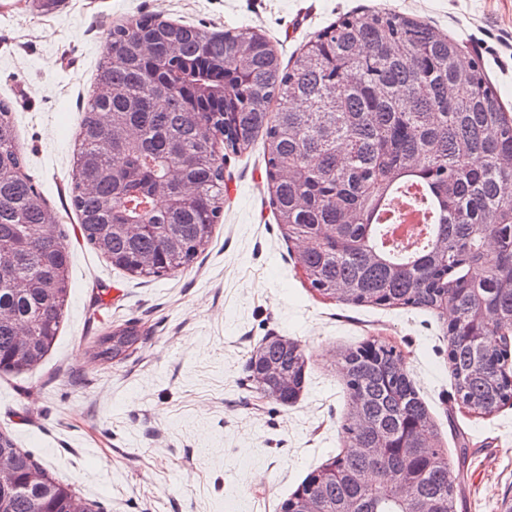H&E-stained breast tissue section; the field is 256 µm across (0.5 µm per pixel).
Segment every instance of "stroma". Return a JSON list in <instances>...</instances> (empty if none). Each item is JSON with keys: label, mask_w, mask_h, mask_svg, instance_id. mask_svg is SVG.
Instances as JSON below:
<instances>
[{"label": "stroma", "mask_w": 512, "mask_h": 512, "mask_svg": "<svg viewBox=\"0 0 512 512\" xmlns=\"http://www.w3.org/2000/svg\"><path fill=\"white\" fill-rule=\"evenodd\" d=\"M378 10L449 34L512 111V0H63L51 11L0 0V100L26 173L66 234L72 282L43 360L0 373V427L92 512H279L345 448L341 349L381 339L402 351L457 487V512L512 501V406L479 417L453 399L437 314L355 306L313 290L271 204L263 138L218 143L224 196L213 238L189 267L128 274L83 243L68 190L83 107L113 25L143 14L208 31L249 28L282 61L344 16ZM141 339L109 364L97 336ZM297 342L305 382L294 405L266 398L247 361L264 338Z\"/></svg>", "instance_id": "stroma-1"}]
</instances>
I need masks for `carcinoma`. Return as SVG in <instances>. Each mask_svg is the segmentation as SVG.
Instances as JSON below:
<instances>
[{"label":"carcinoma","instance_id":"obj_1","mask_svg":"<svg viewBox=\"0 0 512 512\" xmlns=\"http://www.w3.org/2000/svg\"><path fill=\"white\" fill-rule=\"evenodd\" d=\"M459 45L437 29L391 13L344 18L283 66L248 29L210 33L144 14L112 29L84 108L70 201L87 245L112 265L162 276L190 265L209 242L224 193L213 137L236 148L263 134L267 179L279 223L308 242L300 255L311 288L357 305L448 309L455 393L491 415L512 405L508 351L474 342L492 330L484 313L512 326V116L478 67L457 63ZM245 59L243 70L230 63ZM8 103L0 100V370L38 365L53 344L71 288L69 250L54 214L24 173ZM427 183L443 205L435 238L411 262L370 223L380 193L407 178ZM193 195L178 209L157 198ZM171 235L131 234L143 218ZM27 344L19 349L18 338ZM140 338L128 325L94 341L111 361ZM350 402L348 446L301 488L332 512H404V500L457 512L429 408L384 341L340 357ZM273 363L304 381L303 353L266 340L252 379L286 405L296 399L261 377ZM14 472L0 485V512H80L82 502L0 431V458ZM340 476L319 478L330 469ZM419 475L406 492L383 491L397 470Z\"/></svg>","mask_w":512,"mask_h":512}]
</instances>
